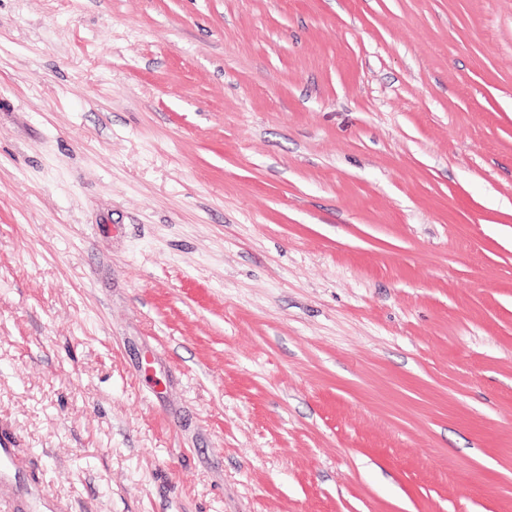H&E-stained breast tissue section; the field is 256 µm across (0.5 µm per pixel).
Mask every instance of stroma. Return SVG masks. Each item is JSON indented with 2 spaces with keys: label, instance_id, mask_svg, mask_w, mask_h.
<instances>
[{
  "label": "stroma",
  "instance_id": "obj_1",
  "mask_svg": "<svg viewBox=\"0 0 512 512\" xmlns=\"http://www.w3.org/2000/svg\"><path fill=\"white\" fill-rule=\"evenodd\" d=\"M63 512H512V0H0V435Z\"/></svg>",
  "mask_w": 512,
  "mask_h": 512
}]
</instances>
